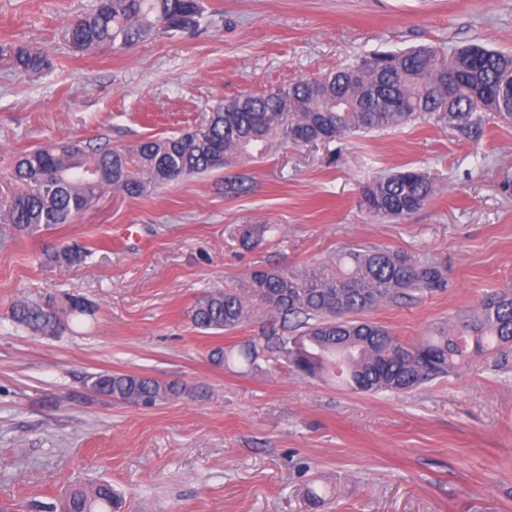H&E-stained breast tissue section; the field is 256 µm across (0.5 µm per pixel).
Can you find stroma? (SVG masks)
<instances>
[{
    "mask_svg": "<svg viewBox=\"0 0 512 512\" xmlns=\"http://www.w3.org/2000/svg\"><path fill=\"white\" fill-rule=\"evenodd\" d=\"M91 0H0V42L46 52L54 68L0 65V204L15 157L39 143L126 145L200 122L217 101L283 87L377 51L478 43L512 53V0H203L192 31L90 53L62 37ZM412 168L438 193L399 222L359 206L378 175ZM250 247L241 244L244 229ZM86 260L55 261L60 244ZM435 259L448 282L370 312L403 341L472 314L512 284V123L486 115L467 138L417 119L326 144H275L240 162L131 199L106 191L76 223L32 234L0 221V512L105 479L128 512H512V370L472 361L409 393L363 394L284 363L225 369L221 338L185 317L202 292L257 267L316 265L347 247ZM86 299L62 334L17 329L12 302ZM206 388L134 408L90 392L93 372Z\"/></svg>",
    "mask_w": 512,
    "mask_h": 512,
    "instance_id": "stroma-1",
    "label": "stroma"
}]
</instances>
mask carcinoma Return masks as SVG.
Here are the masks:
<instances>
[{
    "label": "carcinoma",
    "instance_id": "cac0c4a2",
    "mask_svg": "<svg viewBox=\"0 0 512 512\" xmlns=\"http://www.w3.org/2000/svg\"><path fill=\"white\" fill-rule=\"evenodd\" d=\"M201 0H92L67 19L63 34L80 51L117 50L155 33L196 28ZM0 62L37 75L53 68L48 56L19 43L0 42ZM512 122V55L471 44L445 55L432 46L374 53L286 88L242 92L211 108L201 124L161 137L107 148L74 141L48 142L14 160L18 190L3 205L6 223L21 232L73 224L107 188L133 199L237 159H262L276 142L330 143L387 130L420 117L466 137L483 132V114ZM434 180L413 169L383 175L362 191L360 206L374 217L400 220L436 194ZM88 252L60 245L57 258L72 263ZM446 286L439 263L404 250L349 248L308 267L257 268L232 288L199 295L187 309L204 334L235 331L268 318L270 328L238 345L208 353L218 366L282 362L309 377H332L356 393L403 394L448 376L459 362L482 359L512 368V286L486 294L477 312L454 328L437 327L416 343L365 318L382 305H410ZM92 309L80 298L59 305L15 301L10 321L38 336L66 330L72 310ZM88 389L136 408H150L207 392L134 373L102 371ZM107 482L72 488L60 506L44 512H124Z\"/></svg>",
    "mask_w": 512,
    "mask_h": 512
}]
</instances>
